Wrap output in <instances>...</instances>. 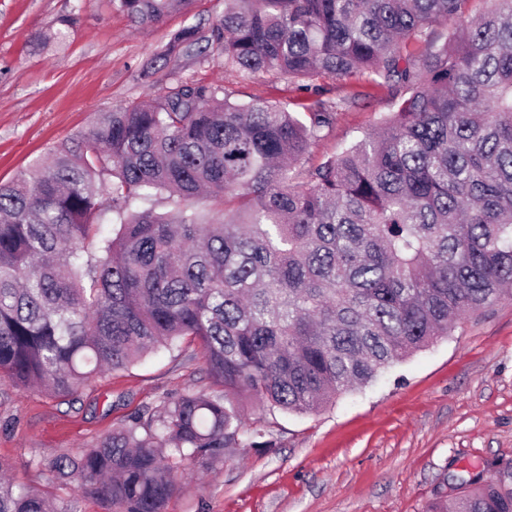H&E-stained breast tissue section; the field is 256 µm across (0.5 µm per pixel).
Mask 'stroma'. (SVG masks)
I'll return each instance as SVG.
<instances>
[{
	"mask_svg": "<svg viewBox=\"0 0 512 512\" xmlns=\"http://www.w3.org/2000/svg\"><path fill=\"white\" fill-rule=\"evenodd\" d=\"M224 0L138 29L110 0H0V182L87 130L113 105L163 96L177 79L205 80L233 101L300 109L321 98L340 109L312 145L310 164L337 155L392 111L387 89L320 77L309 89L224 68L207 43ZM198 44L154 65L181 28ZM195 345L182 342L93 380L77 401L0 384V461L13 481L46 489L58 506L108 512L73 482L48 483L38 459L86 447L163 394L209 390ZM267 445L236 448L222 466H192L169 512H423L443 478L512 463V299L462 317L445 337L318 412H269L241 402Z\"/></svg>",
	"mask_w": 512,
	"mask_h": 512,
	"instance_id": "1",
	"label": "stroma"
}]
</instances>
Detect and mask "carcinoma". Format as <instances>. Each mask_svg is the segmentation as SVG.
Here are the masks:
<instances>
[{
    "mask_svg": "<svg viewBox=\"0 0 512 512\" xmlns=\"http://www.w3.org/2000/svg\"><path fill=\"white\" fill-rule=\"evenodd\" d=\"M194 0H112L148 28ZM224 0V69L389 90L379 129L317 165L301 120L203 81L120 103L0 184V381L78 400L188 337L216 391L159 398L37 460L111 512H168L184 464L258 448L237 400L306 414L512 296V0ZM450 17L459 25L437 28ZM176 32L166 59L198 43ZM165 196L172 209L140 208ZM218 201L221 218L200 205ZM110 215L103 233L92 222ZM0 462V512H77ZM426 512H512V465L450 473Z\"/></svg>",
    "mask_w": 512,
    "mask_h": 512,
    "instance_id": "carcinoma-1",
    "label": "carcinoma"
}]
</instances>
